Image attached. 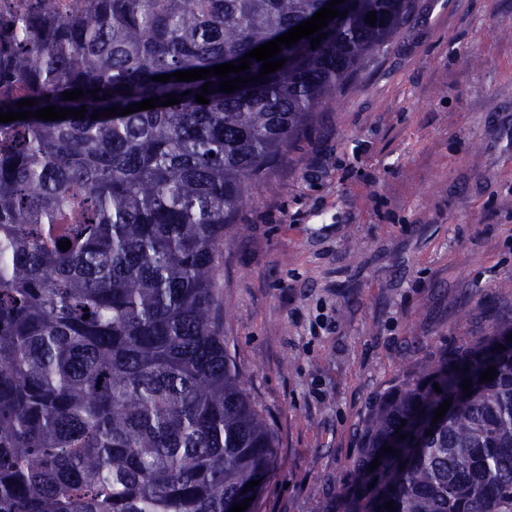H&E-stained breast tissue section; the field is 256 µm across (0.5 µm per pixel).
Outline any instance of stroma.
Masks as SVG:
<instances>
[{
  "mask_svg": "<svg viewBox=\"0 0 512 512\" xmlns=\"http://www.w3.org/2000/svg\"><path fill=\"white\" fill-rule=\"evenodd\" d=\"M237 221L219 331L276 439L259 512H321L405 369L512 311V0H413Z\"/></svg>",
  "mask_w": 512,
  "mask_h": 512,
  "instance_id": "stroma-1",
  "label": "stroma"
}]
</instances>
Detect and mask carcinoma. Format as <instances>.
Instances as JSON below:
<instances>
[{
	"label": "carcinoma",
	"mask_w": 512,
	"mask_h": 512,
	"mask_svg": "<svg viewBox=\"0 0 512 512\" xmlns=\"http://www.w3.org/2000/svg\"><path fill=\"white\" fill-rule=\"evenodd\" d=\"M325 5L96 0L7 38L3 111L34 99L32 112H87L0 123V512H230L247 498L257 512L276 445L219 333L220 249L249 187L399 34L412 0H346L318 47L282 48L283 68L231 94L220 76L152 77L235 63ZM168 94L181 103L91 118ZM511 334L502 314L407 370L363 425L352 487L338 482L323 512H512Z\"/></svg>",
	"instance_id": "obj_1"
}]
</instances>
